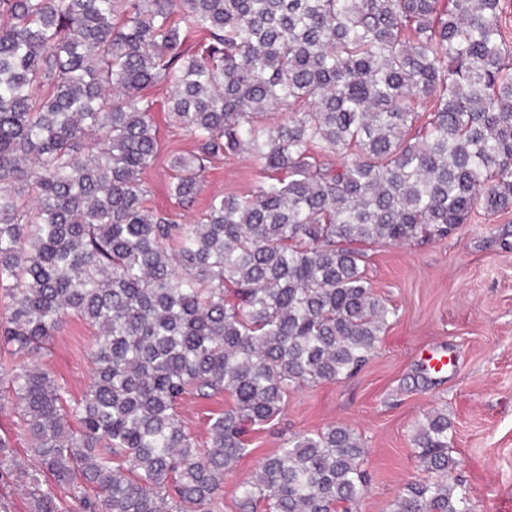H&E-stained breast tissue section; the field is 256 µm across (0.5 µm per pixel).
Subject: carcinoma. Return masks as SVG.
Masks as SVG:
<instances>
[{
  "instance_id": "1",
  "label": "carcinoma",
  "mask_w": 512,
  "mask_h": 512,
  "mask_svg": "<svg viewBox=\"0 0 512 512\" xmlns=\"http://www.w3.org/2000/svg\"><path fill=\"white\" fill-rule=\"evenodd\" d=\"M505 0H0V366L34 470L0 437L33 512H212L247 435L288 393L356 374L394 309L375 246L437 242L512 210ZM199 33L197 50L187 41ZM165 84L187 206L213 164L263 163L251 194L192 224L144 206L158 158L144 91ZM284 118L273 124L269 114ZM97 328L78 400L32 357ZM227 393L205 448L180 401ZM448 415L413 435L426 477L393 512H472L448 481ZM365 448L294 434L239 485V512H355Z\"/></svg>"
}]
</instances>
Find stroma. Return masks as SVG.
Masks as SVG:
<instances>
[{"label":"stroma","instance_id":"obj_1","mask_svg":"<svg viewBox=\"0 0 512 512\" xmlns=\"http://www.w3.org/2000/svg\"><path fill=\"white\" fill-rule=\"evenodd\" d=\"M155 123L159 158L142 176L152 210L188 224L212 195L243 197L263 181L260 161L227 159L211 168L193 204L179 206L169 194V160L191 151L193 142L164 113H156ZM367 277L396 310L374 357L351 378L290 392L273 424L249 433L248 454L224 476L219 512H237L239 484L284 438L336 424L353 430L365 448L368 486L357 512H390L404 486L424 476L412 435L434 409L448 414L452 477L475 512H512V213L476 216L440 242L376 247ZM95 339V329L72 316L40 355L70 398H81L90 384ZM232 403L224 393L189 395L181 418L203 445L208 419Z\"/></svg>","mask_w":512,"mask_h":512}]
</instances>
